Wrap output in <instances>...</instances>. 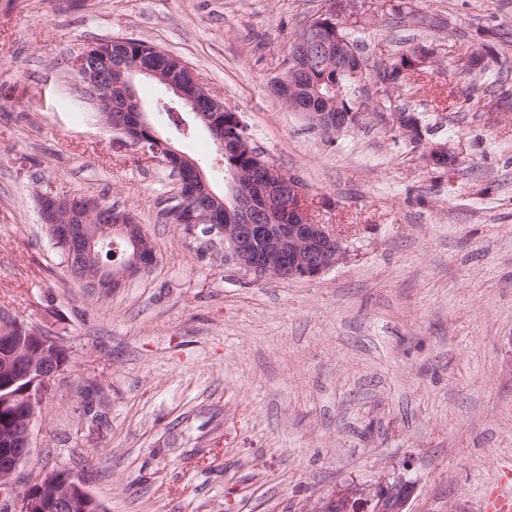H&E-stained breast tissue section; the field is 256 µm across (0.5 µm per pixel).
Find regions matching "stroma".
I'll list each match as a JSON object with an SVG mask.
<instances>
[{"label": "stroma", "instance_id": "1", "mask_svg": "<svg viewBox=\"0 0 512 512\" xmlns=\"http://www.w3.org/2000/svg\"><path fill=\"white\" fill-rule=\"evenodd\" d=\"M358 0L368 53L434 43L411 103L454 170L372 116L327 143L268 85L326 0H0V309L68 363L38 410L25 472L69 469L106 512H307L314 498L398 473L407 512H483L512 494V72L506 104L466 105L457 62L495 31L512 68V0H409L434 30ZM181 57L234 106L265 159L299 176L349 249L319 278L268 279L216 235L165 223L177 181L100 118L70 62L103 40ZM175 148L209 167L204 130L174 134L168 93L135 82ZM130 213L153 268L96 300L72 282L36 194ZM92 399L103 418L82 416Z\"/></svg>", "mask_w": 512, "mask_h": 512}]
</instances>
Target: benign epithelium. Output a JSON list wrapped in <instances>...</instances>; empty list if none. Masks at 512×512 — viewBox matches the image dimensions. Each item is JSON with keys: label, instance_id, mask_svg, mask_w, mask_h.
<instances>
[{"label": "benign epithelium", "instance_id": "7a95c632", "mask_svg": "<svg viewBox=\"0 0 512 512\" xmlns=\"http://www.w3.org/2000/svg\"><path fill=\"white\" fill-rule=\"evenodd\" d=\"M347 13L358 14L352 0L340 5L327 0L325 9L314 21L317 29L329 34V40L336 41L338 65L349 57V47L346 42L334 39L336 18ZM118 43L133 45L127 39H115L99 43L78 55L72 62L75 79L92 94L103 114L115 108H130L136 112L139 126L146 128L155 139L161 162L169 167H182L185 158L150 125L148 113L135 92L136 78L157 77L159 70L142 63L141 54L137 52L113 55L112 46ZM116 63L124 73V86L118 98L113 95L112 85V70ZM371 80L376 96L370 100V108L375 110V118L389 130L400 128L401 114L385 111L382 74L373 73ZM164 82L174 95L173 103L199 113L206 130L213 135L218 153H227L226 139L219 135L223 128L221 112L224 106L218 101L202 106L191 90V85L196 83L191 68L175 60V64L168 67ZM447 156H454V152L448 150V145L440 143L430 145L424 154L430 165L438 164ZM191 181L206 185L202 168L192 162L184 168L179 185ZM228 190L233 208L224 213V258L240 269L260 278L316 279L347 258L343 238L312 216L309 190L297 176L281 175L276 184L258 188L234 174L228 182ZM39 210L54 240L66 241L87 256L92 257L97 251L112 246L114 238L127 243L129 251L124 263L101 269L95 282L87 286L92 294L122 287L155 262L154 252L143 239L138 225L132 223L131 216L114 217L112 207L95 198L50 190L40 193ZM96 216L109 218V238L104 239L88 230L86 219ZM24 327L29 337L38 341V349L33 353L15 347L10 338L0 340V382L17 372L31 379L30 408L24 425L0 433V512H90L95 500L86 490L84 480L75 478L63 483L56 471L31 476L23 493L16 490V475L30 454L37 404L44 401L61 373L52 352L46 350L56 342L42 335L33 325L26 323ZM407 499L408 484L401 477L371 494L349 483L319 497L308 512H365L369 505L372 512H404Z\"/></svg>", "mask_w": 512, "mask_h": 512}]
</instances>
